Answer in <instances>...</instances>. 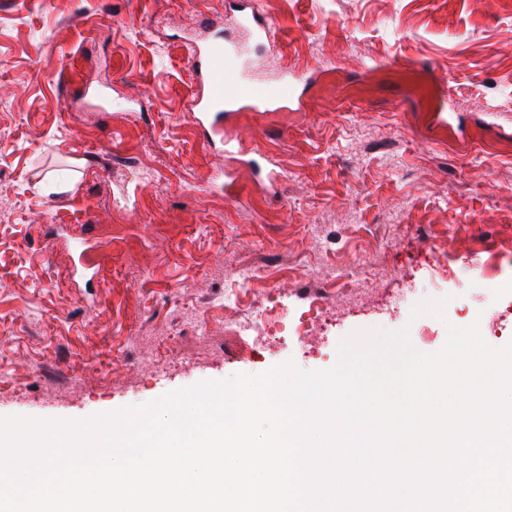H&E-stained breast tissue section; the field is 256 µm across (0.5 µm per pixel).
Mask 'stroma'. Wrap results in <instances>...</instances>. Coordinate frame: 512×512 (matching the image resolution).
<instances>
[{"mask_svg":"<svg viewBox=\"0 0 512 512\" xmlns=\"http://www.w3.org/2000/svg\"><path fill=\"white\" fill-rule=\"evenodd\" d=\"M259 7L276 27L259 66L294 69L307 107L267 144L277 194L240 168L232 205L211 185L225 160L199 143L185 64L200 14L229 19L225 0H0V417L82 419L289 361L328 369L358 328L409 327L426 353L450 324L512 343V264L458 273L512 249V0ZM53 224L136 230L113 237L97 279L74 281ZM313 224L332 230L329 250ZM356 256L362 304L307 344L225 360L234 269L268 262L240 287L257 308L274 278L299 302ZM436 287L443 318L411 319Z\"/></svg>","mask_w":512,"mask_h":512,"instance_id":"35a3bbf8","label":"stroma"}]
</instances>
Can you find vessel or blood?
<instances>
[{"instance_id":"1","label":"vessel or blood","mask_w":512,"mask_h":512,"mask_svg":"<svg viewBox=\"0 0 512 512\" xmlns=\"http://www.w3.org/2000/svg\"><path fill=\"white\" fill-rule=\"evenodd\" d=\"M238 26L245 30L255 47L267 46L273 38V23L261 14L256 0H232ZM188 65L199 87L191 118L204 147L223 150L225 156L242 155L240 143L224 135L227 116L244 110H301L298 78L283 69L274 82L248 80L242 49L222 34L192 43ZM71 250L82 272L94 270L90 255L96 246L88 236L70 240Z\"/></svg>"}]
</instances>
